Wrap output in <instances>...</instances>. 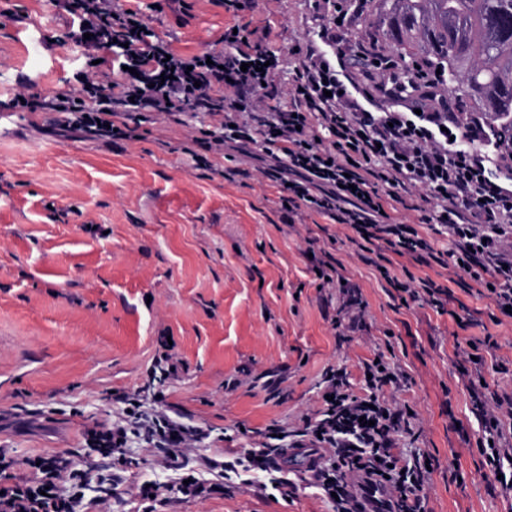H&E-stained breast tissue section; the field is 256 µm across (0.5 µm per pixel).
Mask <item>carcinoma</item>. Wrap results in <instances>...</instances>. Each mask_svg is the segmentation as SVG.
<instances>
[{"label": "carcinoma", "instance_id": "1", "mask_svg": "<svg viewBox=\"0 0 512 512\" xmlns=\"http://www.w3.org/2000/svg\"><path fill=\"white\" fill-rule=\"evenodd\" d=\"M399 69L426 61L512 140V0H379Z\"/></svg>", "mask_w": 512, "mask_h": 512}]
</instances>
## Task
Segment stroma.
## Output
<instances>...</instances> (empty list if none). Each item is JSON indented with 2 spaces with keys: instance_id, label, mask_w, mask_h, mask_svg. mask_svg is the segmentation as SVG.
<instances>
[{
  "instance_id": "35a3bbf8",
  "label": "stroma",
  "mask_w": 512,
  "mask_h": 512,
  "mask_svg": "<svg viewBox=\"0 0 512 512\" xmlns=\"http://www.w3.org/2000/svg\"><path fill=\"white\" fill-rule=\"evenodd\" d=\"M129 6L186 54L215 48L232 25H270L283 47L312 27L309 0H255L238 17L220 0ZM68 25L54 0H0V94L19 73L37 92L70 89ZM215 123L159 116L112 143L39 112L0 119V449L13 460L0 488L38 483L27 461L40 457L80 473L81 512H334L310 473L241 460L270 447L274 430L320 417L327 369L367 396L363 366L382 354L405 376L386 399L415 413L396 448L431 456L425 512H512V493L481 464L462 369L478 343L488 391H512V373L496 370L512 363V317L454 268L354 241L319 215L289 223L262 161L228 149L196 166L189 151ZM326 254L341 279L333 288L313 270ZM394 277L432 279L448 300L438 310L401 299ZM348 286L366 305L352 334L334 324ZM166 340L174 375L159 364ZM127 396L200 438L174 461L133 435L122 455L103 457L87 432L124 423ZM190 476L204 493H178Z\"/></svg>"
}]
</instances>
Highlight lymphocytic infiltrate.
Segmentation results:
<instances>
[{
  "instance_id": "f902f5d3",
  "label": "lymphocytic infiltrate",
  "mask_w": 512,
  "mask_h": 512,
  "mask_svg": "<svg viewBox=\"0 0 512 512\" xmlns=\"http://www.w3.org/2000/svg\"><path fill=\"white\" fill-rule=\"evenodd\" d=\"M56 3L71 18L67 38L80 52L76 88L41 95L22 81L0 110L55 115L87 138H131L133 128L113 126L131 114L143 122L190 111L218 117L200 141L198 164L227 148L265 155V175L287 186L281 203L289 213L306 210L349 225L415 259L431 252L430 241L387 207L396 202L421 212L424 223L446 229L454 241L442 266L479 281L498 308L512 307V145L477 118L460 130L461 107L444 95L438 74L416 63L401 75L375 37L348 42L350 20L366 13L370 0H313L316 27L284 52L292 62L284 93L275 82L284 53L269 47L266 29H228L223 50L183 56L117 0ZM365 371L366 399L326 372L331 400L320 419L295 432L292 445L330 451L314 480L323 494H337L335 512H364L369 487L381 491L384 512H424L418 491L429 474L427 456L405 461L394 453L405 412L379 395L403 376L384 359ZM473 400L478 451L511 490L504 466L512 464V448L502 439L512 393L489 403L477 393ZM126 405L125 424L89 434L104 455L121 453L131 434L172 456L194 441V431L149 415L139 399ZM350 475L356 484L347 483Z\"/></svg>"
}]
</instances>
